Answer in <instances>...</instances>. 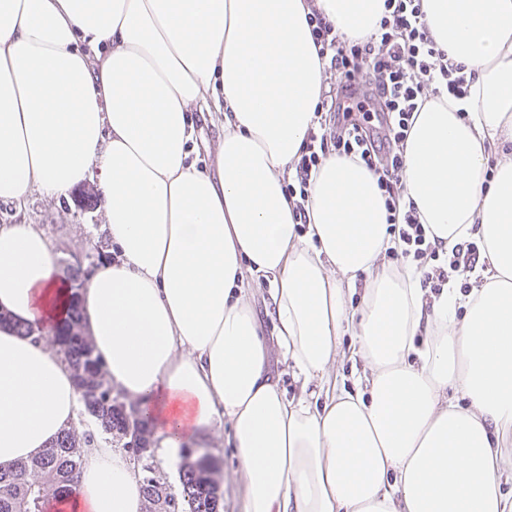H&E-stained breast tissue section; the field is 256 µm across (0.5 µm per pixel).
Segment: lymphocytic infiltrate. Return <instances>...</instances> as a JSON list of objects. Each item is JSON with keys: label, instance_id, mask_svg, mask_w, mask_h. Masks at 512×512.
<instances>
[{"label": "lymphocytic infiltrate", "instance_id": "lymphocytic-infiltrate-1", "mask_svg": "<svg viewBox=\"0 0 512 512\" xmlns=\"http://www.w3.org/2000/svg\"><path fill=\"white\" fill-rule=\"evenodd\" d=\"M384 9L363 41L340 36L320 13L309 16L325 72L337 83L335 97L322 100L319 109L335 120L309 133L287 191L306 197L312 171L330 154L360 157L378 176L401 259L415 262L422 287L436 295L450 273L479 264L480 247L470 239L458 243L445 256L447 265H439V244L428 239L415 207L402 203L403 144L419 105L444 94L466 97L470 82L430 37L422 0H384Z\"/></svg>", "mask_w": 512, "mask_h": 512}]
</instances>
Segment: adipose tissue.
<instances>
[{
  "label": "adipose tissue",
  "instance_id": "ef3b65f1",
  "mask_svg": "<svg viewBox=\"0 0 512 512\" xmlns=\"http://www.w3.org/2000/svg\"><path fill=\"white\" fill-rule=\"evenodd\" d=\"M314 10L363 39L384 7L0 0V199L63 196L97 172L121 260L83 288L85 329L163 447L200 448L230 425L243 512H512V0H423L431 36L473 83L416 112L403 198L444 249L474 238L487 262L468 294L432 300L415 266L385 265L401 242L358 159L329 155L307 225L295 218L285 186L326 89ZM200 119L219 132L207 165ZM263 281L293 397L254 306ZM70 302L44 234L1 226L0 472L76 420L68 364L18 330L53 334ZM345 358L364 365L354 392L336 380ZM142 503L126 457L93 443L50 512Z\"/></svg>",
  "mask_w": 512,
  "mask_h": 512
}]
</instances>
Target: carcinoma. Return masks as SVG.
Here are the masks:
<instances>
[{
	"instance_id": "cac0c4a2",
	"label": "carcinoma",
	"mask_w": 512,
	"mask_h": 512,
	"mask_svg": "<svg viewBox=\"0 0 512 512\" xmlns=\"http://www.w3.org/2000/svg\"><path fill=\"white\" fill-rule=\"evenodd\" d=\"M77 290H72L71 310L55 342L65 348L84 410L102 428L129 441L126 433L144 420L135 403L126 404L112 394L102 360L95 356L89 336L78 333L81 325ZM92 436L78 438L67 429L40 456L23 461L13 470L0 472V512H47L46 505L71 492L78 483L83 461V448ZM181 498L166 491L153 476L143 477V512H219V488L213 464L206 455H187L181 465Z\"/></svg>"
}]
</instances>
